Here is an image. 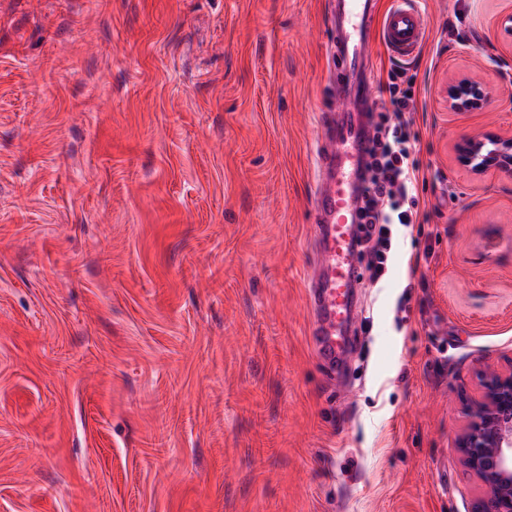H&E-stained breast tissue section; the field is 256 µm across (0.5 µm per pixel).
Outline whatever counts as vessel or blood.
Wrapping results in <instances>:
<instances>
[{"label": "vessel or blood", "mask_w": 512, "mask_h": 512, "mask_svg": "<svg viewBox=\"0 0 512 512\" xmlns=\"http://www.w3.org/2000/svg\"><path fill=\"white\" fill-rule=\"evenodd\" d=\"M327 24L336 40L330 82L342 88L363 63L370 37H377L394 58L409 61L420 51L427 31L417 0H391L383 10L377 0H333ZM319 127L317 179L311 202L317 260L307 284V299L313 316L310 336L314 352L332 379L345 369L351 350L358 276L355 200L371 129L350 111L321 113Z\"/></svg>", "instance_id": "obj_1"}]
</instances>
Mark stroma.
Instances as JSON below:
<instances>
[{"label":"stroma","mask_w":512,"mask_h":512,"mask_svg":"<svg viewBox=\"0 0 512 512\" xmlns=\"http://www.w3.org/2000/svg\"><path fill=\"white\" fill-rule=\"evenodd\" d=\"M327 2L0 0V512H470L512 170L454 148L512 135V0H419L424 218L334 390L306 298ZM460 78L490 104L450 109Z\"/></svg>","instance_id":"35a3bbf8"}]
</instances>
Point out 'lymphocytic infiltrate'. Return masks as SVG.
<instances>
[{
  "label": "lymphocytic infiltrate",
  "instance_id": "lymphocytic-infiltrate-1",
  "mask_svg": "<svg viewBox=\"0 0 512 512\" xmlns=\"http://www.w3.org/2000/svg\"><path fill=\"white\" fill-rule=\"evenodd\" d=\"M385 88L394 107L393 117H381L367 151L363 177L368 185L361 198L360 214L367 229L360 247L368 259L372 284H380L388 271L392 228L418 223L420 212L416 184L421 165L417 157L419 134L405 114L418 96L415 75L407 68L393 67Z\"/></svg>",
  "mask_w": 512,
  "mask_h": 512
}]
</instances>
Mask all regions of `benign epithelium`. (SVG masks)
<instances>
[{
  "mask_svg": "<svg viewBox=\"0 0 512 512\" xmlns=\"http://www.w3.org/2000/svg\"><path fill=\"white\" fill-rule=\"evenodd\" d=\"M491 88L460 80L448 88L455 111L489 103ZM460 164L475 173L512 167V136L485 133L457 147ZM481 399L468 407L469 422L457 441L463 464L478 478L482 495L475 512H512V365L480 374Z\"/></svg>",
  "mask_w": 512,
  "mask_h": 512,
  "instance_id": "obj_1",
  "label": "benign epithelium"
}]
</instances>
